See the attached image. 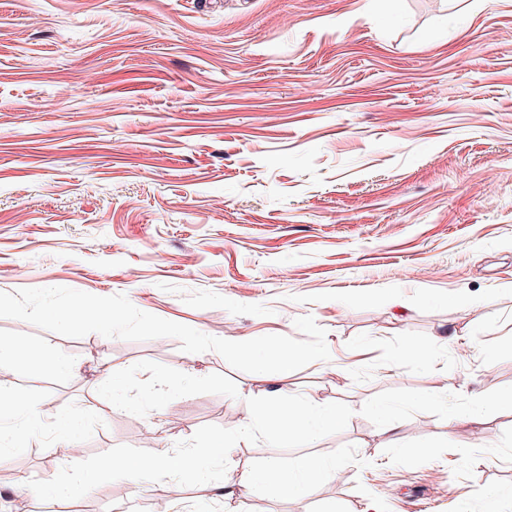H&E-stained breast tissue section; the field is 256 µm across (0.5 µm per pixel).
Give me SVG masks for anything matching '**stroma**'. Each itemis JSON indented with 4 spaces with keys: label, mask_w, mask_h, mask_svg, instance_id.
I'll return each instance as SVG.
<instances>
[{
    "label": "stroma",
    "mask_w": 512,
    "mask_h": 512,
    "mask_svg": "<svg viewBox=\"0 0 512 512\" xmlns=\"http://www.w3.org/2000/svg\"><path fill=\"white\" fill-rule=\"evenodd\" d=\"M474 2L0 0V292L123 294L232 341L309 315L331 354L272 382L174 338L0 318L38 418L0 456V512L65 508L28 487L65 465L62 412L82 457L157 452L273 389L353 415L300 450L238 442L229 503L122 479L80 512H512V0ZM310 457L343 476L239 486ZM59 421L61 428L67 433L68 438L60 448H56L55 453L62 459H67L72 456L70 454L71 449L82 432L83 424L79 418L69 413H62ZM343 469L335 462L311 458L296 470L270 462L261 467H250L243 471L240 484L242 487H259L271 489L283 495H309L324 480L335 476Z\"/></svg>",
    "instance_id": "obj_1"
}]
</instances>
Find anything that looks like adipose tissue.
I'll return each instance as SVG.
<instances>
[{
	"label": "adipose tissue",
	"instance_id": "adipose-tissue-1",
	"mask_svg": "<svg viewBox=\"0 0 512 512\" xmlns=\"http://www.w3.org/2000/svg\"><path fill=\"white\" fill-rule=\"evenodd\" d=\"M340 471L336 463L318 458L305 461L297 469L291 470L279 463L270 462L261 467H250L243 471L242 487L271 489L283 495L311 494L324 480Z\"/></svg>",
	"mask_w": 512,
	"mask_h": 512
}]
</instances>
